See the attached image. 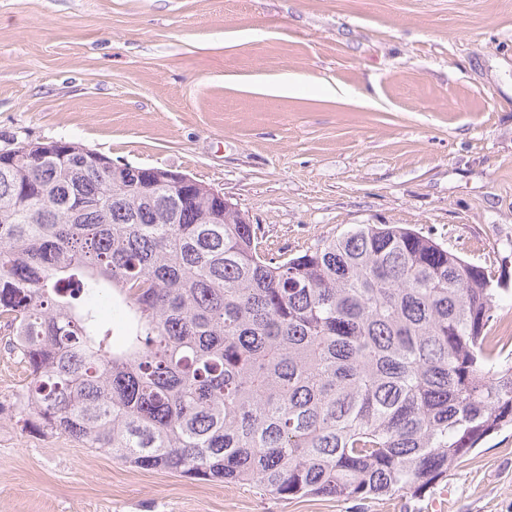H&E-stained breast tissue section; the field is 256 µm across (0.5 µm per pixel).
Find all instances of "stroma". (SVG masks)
Instances as JSON below:
<instances>
[{"label":"stroma","instance_id":"obj_1","mask_svg":"<svg viewBox=\"0 0 512 512\" xmlns=\"http://www.w3.org/2000/svg\"><path fill=\"white\" fill-rule=\"evenodd\" d=\"M74 141L210 185L286 254L402 224L512 285V0H0V149ZM0 512H512V428L418 497L281 500L22 431Z\"/></svg>","mask_w":512,"mask_h":512}]
</instances>
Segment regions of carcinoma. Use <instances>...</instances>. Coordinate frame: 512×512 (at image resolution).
<instances>
[{
    "label": "carcinoma",
    "instance_id": "carcinoma-1",
    "mask_svg": "<svg viewBox=\"0 0 512 512\" xmlns=\"http://www.w3.org/2000/svg\"><path fill=\"white\" fill-rule=\"evenodd\" d=\"M507 283L406 227L288 256L192 183L72 141L0 150L23 428L280 499L416 497L512 427ZM90 295L122 310L117 340Z\"/></svg>",
    "mask_w": 512,
    "mask_h": 512
}]
</instances>
